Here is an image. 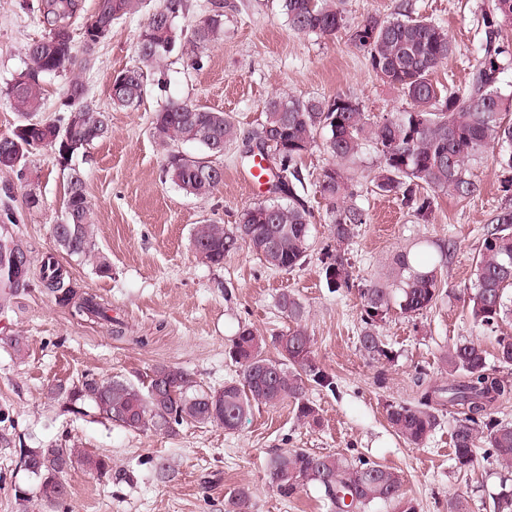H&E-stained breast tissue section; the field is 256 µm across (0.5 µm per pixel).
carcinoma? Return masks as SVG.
Listing matches in <instances>:
<instances>
[{
	"label": "carcinoma",
	"mask_w": 512,
	"mask_h": 512,
	"mask_svg": "<svg viewBox=\"0 0 512 512\" xmlns=\"http://www.w3.org/2000/svg\"><path fill=\"white\" fill-rule=\"evenodd\" d=\"M144 0H97L94 15L109 25L143 8ZM291 30L332 39L344 34L365 57L380 80L398 92L410 107L373 118L360 102L347 95L332 98L274 95L265 103V119L260 128L244 139L232 117L190 102H172L155 113L151 125L154 139L167 149L163 172L182 190L197 197L213 193L224 181V169L212 168L218 151L200 140L202 131L228 148L246 144L242 158L273 160L263 169L269 176L270 191L288 198L245 209L239 222L227 229L222 224H199L193 247L199 257L212 265L248 247L270 269L290 271L301 266L311 248L309 226L312 214L305 200V182L298 161L323 137L331 162L321 170L316 190L327 202L336 248L322 253L321 263L328 287H350L351 275L345 246L357 228L367 223L368 214L357 202L358 192L349 169L367 144L377 149L382 160L374 176L375 192L397 198L418 220L427 223L442 194L466 198L479 190L473 165L488 148L498 149L497 163L512 172V124L503 115L512 112V95L498 87L509 48L499 43V29L512 26V0H495L482 14L486 43L474 57L471 79L462 90H444L431 75L454 52L447 30L416 14L412 4L403 3L388 16L377 13L360 24H349L339 0H280ZM223 0H209L207 14L192 31L190 42L197 55L192 65L200 67L202 53L224 38ZM81 9L80 0H42V19L49 32L29 48V62L8 84L5 94L21 117L14 130L0 136V147H19L21 155L37 148L61 144L45 141V132L67 125L71 113H85L83 142L104 137L108 125L104 112L87 97L84 84L72 79L64 90L66 115L57 119L33 120L43 109L44 78L74 67L87 68L94 61L98 36L83 41L81 52L74 50L68 20ZM186 10L185 0H162L149 14L135 46V63L116 74L127 82L112 89V103L132 108L147 92L150 77L170 57L183 39L176 19ZM193 143L199 154H187L173 145ZM67 201L61 221L51 227L57 246L66 255L88 260L101 273L110 271V262L95 240L94 213L89 207L84 179L71 169L67 181ZM496 227L487 233L474 268V287L467 294V308L475 326L493 330L512 319V209L500 212ZM441 262H433L424 252L395 253L387 279L361 289L360 351L374 360L391 359L378 331L379 322L395 311L402 316L419 315L433 307L443 295ZM26 273L24 256L0 243V310L17 293ZM39 279L51 292H63L73 315L88 320L107 321L110 334L123 336L122 323L107 315L106 302L96 295L62 290L63 277L40 268ZM278 306L292 326L273 339L276 355L266 351V339L249 328L233 340L230 354L240 366L239 376L220 389L205 388L175 367L157 364L147 381L137 385L120 377L85 376L69 388L59 389L64 411L83 415L86 409L128 431L169 433L183 424L216 425L237 431L252 409L291 401L297 418L318 422V412L307 398L313 385L334 390L336 383L312 357L310 336L301 322L305 308L292 294L280 296ZM495 358L512 366V336L497 338ZM449 371L459 379L442 385L426 383L424 374L415 377V397L411 403L391 404L387 419L395 433L410 445L424 443L437 424L434 410L448 408L455 415L452 431L457 465L473 462V449L490 448V455L512 466V423L498 417L499 408L512 396V382L488 367L487 351L474 340L448 346L443 356ZM23 469L38 480L40 499L60 504L68 487L57 478L62 466H82L100 477L118 482L132 480L129 473L112 471V459L105 455H77L70 448H22ZM272 484L283 497L303 487H313L327 500L333 512H367L373 504H383L393 512H418V505L406 496L401 476L375 462L357 464L335 454L317 455L302 448L287 450L269 464ZM250 494L239 488L228 497L225 512H249Z\"/></svg>",
	"instance_id": "carcinoma-1"
}]
</instances>
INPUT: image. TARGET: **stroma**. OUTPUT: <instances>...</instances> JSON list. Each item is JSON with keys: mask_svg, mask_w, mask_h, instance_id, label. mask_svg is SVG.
Masks as SVG:
<instances>
[{"mask_svg": "<svg viewBox=\"0 0 512 512\" xmlns=\"http://www.w3.org/2000/svg\"><path fill=\"white\" fill-rule=\"evenodd\" d=\"M413 2L417 13L447 29L455 46L433 82L464 88L469 62L485 40L481 15L492 0ZM40 3L0 0V135L20 122L4 90L25 67L29 46L47 34L39 21ZM158 4L147 0L144 11L118 20L99 44L91 68L80 73L88 97L107 115V135L66 160L39 149L27 153L17 168L0 169V225L27 263L35 267L45 255H56L66 271L65 285L108 301L113 318L128 326L125 337L111 336L104 323L75 317L70 305L34 280L19 288L0 315V435L12 440L11 447L0 446V512H224L225 500L241 487L250 492V512H331L313 489L286 499L272 486L268 461L290 448L391 467L420 512H448V500L456 496L467 500L470 512H493L501 487L512 486V468L488 458L484 447L476 449L473 467L458 468L448 411L438 412L429 440L414 447L393 432L386 409L413 400L416 371L436 381L447 379L443 354L448 344L477 340L491 353L496 337L512 336V320L493 332L475 326L458 298L474 282L486 225L501 210L512 209V191L504 189L508 174L497 165L495 150H486L474 165L479 192L440 198L425 224L394 197L373 192L381 158L373 146H365L352 167L358 202L369 214L345 251L352 288H328L319 260L323 247L334 242L328 205L315 187L328 161L319 147L301 161L313 212L305 263L291 271L272 270L245 248L222 265L205 263L192 244L196 226L212 221L232 227L244 209L271 195L264 183L246 187L247 164L236 145L216 157L224 181L208 197L187 194L165 180L164 150L152 136L156 112L172 101L192 102L229 113L245 136L259 127L264 103L276 93L346 94L374 116L408 103L375 76L345 36L331 40L292 31L278 0H228L224 39L205 51L202 68H192L191 46L178 47L138 107L114 106L112 78L133 64L139 30ZM73 168L83 175L96 243L111 262L110 274L59 252L51 236L52 224L64 211L67 174ZM32 196L39 200L34 208L27 204ZM447 241L454 251L442 269L445 296L423 314L388 315L379 333L391 360L365 356L358 342L361 289L382 277L396 251L419 242L434 251ZM284 293L303 303L315 360L336 381L335 390L313 386L307 393L320 424H302L286 402L254 409L233 433L211 425L182 426L171 435L139 433L93 412L66 413L54 392L85 373L137 384L159 363L184 370L203 385L223 387L239 371L228 354L239 330L247 327L270 337L287 328L278 307ZM10 336L23 337L22 355L6 345ZM61 444L111 457L113 468L133 472V482L77 467L65 476L69 495L63 504L50 508L35 496L19 504L16 487H35L19 463L20 448ZM160 462L168 467L167 478L157 474Z\"/></svg>", "mask_w": 512, "mask_h": 512, "instance_id": "35a3bbf8", "label": "stroma"}]
</instances>
